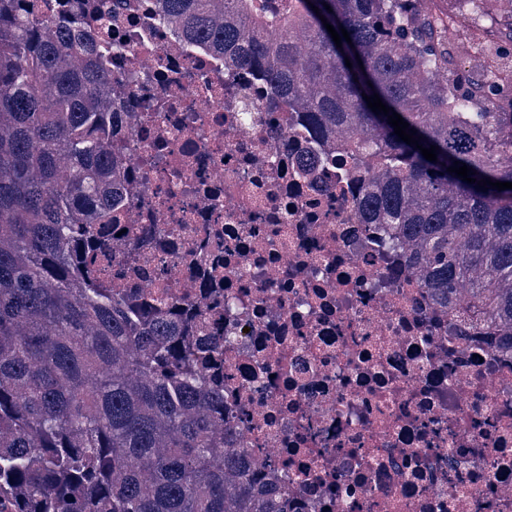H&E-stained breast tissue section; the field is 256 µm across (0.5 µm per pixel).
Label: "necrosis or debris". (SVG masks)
Instances as JSON below:
<instances>
[{"label":"necrosis or debris","mask_w":512,"mask_h":512,"mask_svg":"<svg viewBox=\"0 0 512 512\" xmlns=\"http://www.w3.org/2000/svg\"><path fill=\"white\" fill-rule=\"evenodd\" d=\"M109 36L128 192L97 276L231 335L224 414L288 512H512V350L451 324L378 250L384 225L342 212L349 157L157 0Z\"/></svg>","instance_id":"4bbe7bcc"}]
</instances>
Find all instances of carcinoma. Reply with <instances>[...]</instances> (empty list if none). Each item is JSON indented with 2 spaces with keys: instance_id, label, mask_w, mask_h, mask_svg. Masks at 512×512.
Instances as JSON below:
<instances>
[{
  "instance_id": "1",
  "label": "carcinoma",
  "mask_w": 512,
  "mask_h": 512,
  "mask_svg": "<svg viewBox=\"0 0 512 512\" xmlns=\"http://www.w3.org/2000/svg\"><path fill=\"white\" fill-rule=\"evenodd\" d=\"M159 2L350 155L355 217L393 229L381 248L448 315L512 343V189L447 171L512 182V0H453V15L438 0ZM51 10L0 0V512H288L224 446V363L202 316L92 274L112 249L95 225L125 194L112 75L87 0ZM463 24L505 28L468 41L467 69L448 49ZM375 94L437 160L368 108Z\"/></svg>"
}]
</instances>
